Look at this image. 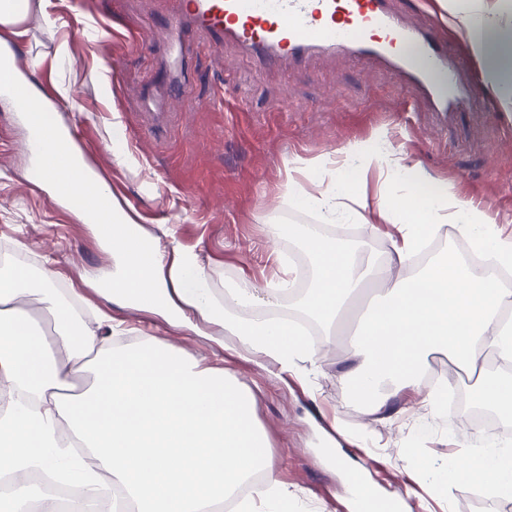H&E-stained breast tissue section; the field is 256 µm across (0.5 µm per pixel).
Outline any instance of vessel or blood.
<instances>
[{
  "mask_svg": "<svg viewBox=\"0 0 512 512\" xmlns=\"http://www.w3.org/2000/svg\"><path fill=\"white\" fill-rule=\"evenodd\" d=\"M210 32L216 46L233 41L267 64L300 63L313 53H342L358 60L384 62L397 79L424 94L436 112L481 110L469 84L470 62L450 56L430 30L410 24L394 0H179L168 22L162 85L179 101L188 90L175 78L182 71L188 43L185 32ZM13 43L0 41V95L14 100L18 112L39 106L51 109L52 94L28 95L24 71Z\"/></svg>",
  "mask_w": 512,
  "mask_h": 512,
  "instance_id": "b4317fda",
  "label": "vessel or blood"
}]
</instances>
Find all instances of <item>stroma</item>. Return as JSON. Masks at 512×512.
Returning a JSON list of instances; mask_svg holds the SVG:
<instances>
[{
	"mask_svg": "<svg viewBox=\"0 0 512 512\" xmlns=\"http://www.w3.org/2000/svg\"><path fill=\"white\" fill-rule=\"evenodd\" d=\"M172 0H26L25 25L0 32L14 39L28 87H52L63 108L55 122L74 121L89 163L133 209V218L160 250L197 253L216 295L241 277L280 274L277 253L287 255L296 286L266 316L298 318L297 299L311 280L303 249L288 238L271 243V224H308L317 234L358 242L363 253L389 247V225L362 231L358 224L320 223L285 194L288 164L321 158L351 141L382 137L426 177L447 180L460 202L496 213L512 232V112L484 101L480 116L444 120L384 66L343 54L313 55L302 64L258 67L240 48L216 49L208 34L191 32L190 98L176 107L166 131L147 132L142 104L157 87L164 63L160 34ZM117 71H110V64ZM30 137L12 103L0 96V250L51 268L56 284L76 295L87 326L101 316L121 324L124 343L158 336L211 365L221 348L210 339L169 326L143 308L121 307L99 288L112 273V255L91 226L63 207L52 188L33 174L20 143ZM325 350L314 370L317 392L282 379L261 359L230 357V372L254 399V416L269 439L278 478L294 493L293 512H353L343 473L329 466L325 440L358 467L376 492L403 502V512H512V500L488 499L465 482L439 497L413 468L464 454V444L484 440L512 446V420L500 431L466 433V405L433 412L416 395L402 396L394 420L354 411L338 375L347 354L345 336Z\"/></svg>",
	"mask_w": 512,
	"mask_h": 512,
	"instance_id": "35a3bbf8",
	"label": "stroma"
}]
</instances>
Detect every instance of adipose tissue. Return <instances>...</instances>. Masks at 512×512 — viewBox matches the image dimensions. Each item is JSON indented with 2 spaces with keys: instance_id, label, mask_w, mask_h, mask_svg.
Here are the masks:
<instances>
[{
  "instance_id": "adipose-tissue-1",
  "label": "adipose tissue",
  "mask_w": 512,
  "mask_h": 512,
  "mask_svg": "<svg viewBox=\"0 0 512 512\" xmlns=\"http://www.w3.org/2000/svg\"><path fill=\"white\" fill-rule=\"evenodd\" d=\"M448 29L482 65V89L503 112H512V0H452ZM35 148L43 154V177L61 195L73 187L63 168L80 170L53 116L27 113ZM312 189L295 179L288 193L317 213L321 223L353 220L388 224L390 250L376 261L321 238L304 224H272L271 240L289 237L306 252L312 280L304 312L334 328L364 281L381 292L352 340V355L339 374L351 396L369 412L394 419L402 391L423 395L432 410L448 405V393L423 382L428 357L444 354L458 370L474 375L473 397L481 406L512 419V376L490 373L486 351L512 360V290L499 287L483 268L443 255L403 273L427 232L453 227L485 252L490 266L512 267V239H501L495 218L463 206L447 182L426 179L419 163L395 156L386 139L374 145L348 143L318 162ZM379 172L380 202L353 195L350 183ZM425 224H418V217ZM141 228L123 219L102 235L116 269L106 285L113 300L151 305L175 325L189 314L228 335L235 352L259 354L281 376L297 375L298 360L317 365L322 344L304 340L289 321L265 320L254 310L275 305L284 291L241 278L216 296L198 256L143 258ZM38 295L50 334L36 331L20 300ZM73 298L59 297L50 271L30 279L21 271L0 272V387L23 398L0 414V474L39 469L84 489L76 512L97 503V484L109 476L133 512H211L234 498L255 473L265 487L243 512H288L294 495L277 478L265 432L253 416V398L227 368L204 366L164 340L106 347L79 326ZM420 469L438 492L466 481L487 498L512 497V449L475 442L464 463L456 460ZM0 512H57L49 494L19 483L0 498Z\"/></svg>"
}]
</instances>
